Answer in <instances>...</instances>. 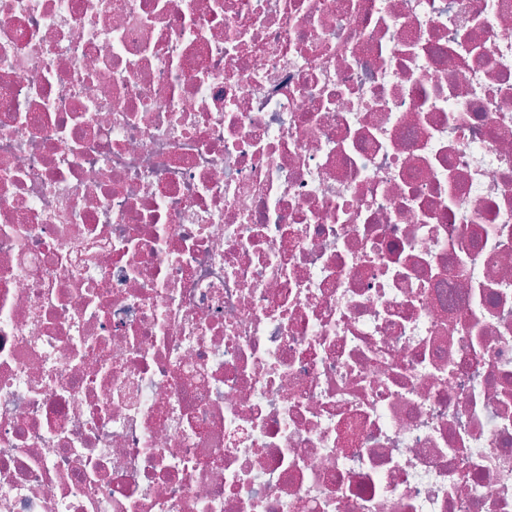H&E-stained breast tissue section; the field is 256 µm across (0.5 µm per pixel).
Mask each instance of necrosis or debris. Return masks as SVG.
<instances>
[{"instance_id":"4bbe7bcc","label":"necrosis or debris","mask_w":512,"mask_h":512,"mask_svg":"<svg viewBox=\"0 0 512 512\" xmlns=\"http://www.w3.org/2000/svg\"><path fill=\"white\" fill-rule=\"evenodd\" d=\"M0 512H512V0H0Z\"/></svg>"}]
</instances>
